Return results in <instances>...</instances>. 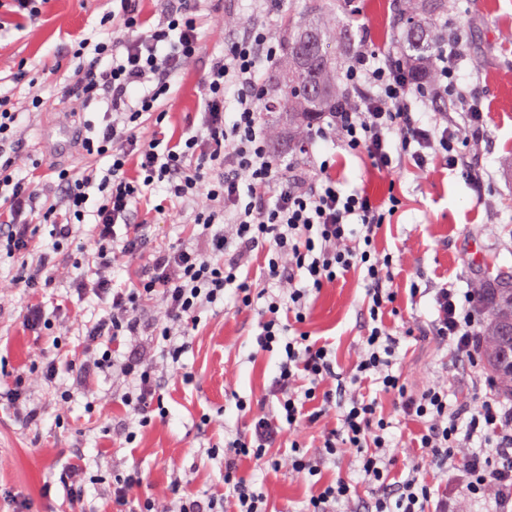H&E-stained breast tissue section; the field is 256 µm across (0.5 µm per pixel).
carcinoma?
Masks as SVG:
<instances>
[{
	"label": "carcinoma",
	"instance_id": "obj_1",
	"mask_svg": "<svg viewBox=\"0 0 512 512\" xmlns=\"http://www.w3.org/2000/svg\"><path fill=\"white\" fill-rule=\"evenodd\" d=\"M448 12V0H399L393 24L407 32V51L412 73L436 77L431 71L434 44L425 24ZM346 95L341 64L329 50L325 29L318 24L299 26L286 33L279 75L274 77L271 108L282 113L288 136L298 139L305 128ZM487 312L483 361L505 398L512 400V274L502 272L482 278L476 287Z\"/></svg>",
	"mask_w": 512,
	"mask_h": 512
}]
</instances>
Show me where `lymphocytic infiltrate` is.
I'll return each mask as SVG.
<instances>
[{"label": "lymphocytic infiltrate", "instance_id": "f902f5d3", "mask_svg": "<svg viewBox=\"0 0 512 512\" xmlns=\"http://www.w3.org/2000/svg\"><path fill=\"white\" fill-rule=\"evenodd\" d=\"M139 2L118 0L106 17L108 38L80 41V49L91 55L61 89L62 96L88 105L106 101L112 114L111 122L80 139L86 155L107 159L103 175L57 171L53 194L57 205L67 208L64 219H56V206L41 204L33 182L15 173L12 157L24 148L16 134L19 115L0 99V199L8 205L7 218L0 220V257L18 264L19 284L33 291L50 285L57 254L82 232L90 188L102 195L91 213L95 278L80 280L77 291L103 301L105 313L90 324L87 336L106 348L82 361L81 370L108 372L124 381L122 400L131 420L147 426L169 378L183 370L181 338L196 325L199 312L229 292L245 308L262 297L266 305L255 342L259 351L278 349L283 356L272 384L276 405L237 398L247 425L224 438V486L235 512H267L263 493L239 474L238 459L279 468L283 462L272 450L285 440L291 445L285 463L301 477L317 475L329 457L359 460L373 512H450L456 497L485 503L487 512H507L512 406L504 403L482 363L484 315L476 294L441 285L432 290V319L399 330L389 325L397 298L391 286L394 259L375 247L389 216L383 201L359 190L344 192L330 175L329 160H313L309 170L296 173L269 149L261 69L279 59L281 46L266 27L248 26L225 42L203 79L200 127L184 143H164L156 132L165 117L162 103L171 96L173 77L201 50L204 0H167L163 20L154 26L142 19ZM464 54L461 39L442 41L432 56L437 77L421 90L402 59L379 57L361 45L343 75L348 99L321 119L300 153L311 156L314 143L330 142L352 154L366 153L376 169L387 172L398 159L423 171L438 158L482 184L473 157L483 112L473 92L458 84L457 61ZM417 95L434 110L428 121L414 117ZM229 96L236 109L228 115ZM131 158L139 168L135 180L125 174ZM159 190L174 204L164 212L168 223H178L184 209L194 208L193 243L159 245L150 225L139 221V197ZM38 218L52 226L50 243L40 247L35 244ZM255 251L267 261L256 281L240 275ZM142 255L148 261L131 284L114 287L123 263ZM352 270L363 274L367 320L348 379L336 372L328 344L312 340L300 326L309 293ZM155 303L163 307L153 324L162 341L161 366L132 352L116 356L112 343L138 335L141 311ZM416 336L433 338L452 359L466 362L477 392L449 401L444 367L421 389H411L395 366L401 340ZM364 381L380 385L397 411L421 423L418 445L443 483L421 479L415 464L403 479L393 480L405 447L388 437V419L359 388ZM330 415L339 427L322 431L317 450H307L305 428ZM142 484L136 469L113 475V512H224L218 497L160 508L155 499L136 498Z\"/></svg>", "mask_w": 512, "mask_h": 512}]
</instances>
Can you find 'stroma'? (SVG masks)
<instances>
[{
    "mask_svg": "<svg viewBox=\"0 0 512 512\" xmlns=\"http://www.w3.org/2000/svg\"><path fill=\"white\" fill-rule=\"evenodd\" d=\"M320 0H271L264 14H255L251 0H208L202 15V50L173 79L172 96L165 102L161 124L166 139L192 135L203 110L201 82L213 56L221 54L224 40L235 24L266 23L277 39H284L283 16L299 24L316 18ZM110 0H48L41 20L19 22L0 8V95L18 112L20 134L26 144L15 157L17 171L45 175L50 167L83 169L87 161L78 145L62 138L63 130L81 131L102 126L108 117L106 103L83 106L61 98L60 88L72 76L70 52L77 41L106 36L103 18ZM395 0H337L331 33L334 54L357 51L368 44L380 56L399 53L405 37L393 28ZM461 33L466 57L461 65L483 110V138L477 164L490 174L484 192H476L461 170L435 161L425 173L400 162L395 173L377 171L366 154L334 151L317 143L315 155L337 154L335 175L344 191L361 190L379 200H399L396 213L383 227L377 245L397 259L393 286L398 291V313L391 322L408 327L431 318V296L411 303V283L435 287L443 283L466 289L483 273L484 263L512 271V0H448V14L439 19L436 33ZM28 78H19V70ZM40 97L41 107L31 105ZM163 193H151L138 210L143 222L154 225L159 244L190 243L196 233L188 224L165 223L156 208ZM92 264L79 242L65 246L58 257L53 281L36 292L17 281L11 259L0 260V368L29 371L28 388L42 417L27 423L22 409L0 403V512H111L112 477L138 468L144 478L142 492L169 500L174 483L181 496L206 500L224 490L225 429H240V417L230 392L262 398L277 369V354L259 351L257 308H238L233 298L202 311L190 331L182 356L188 380L170 382L163 390L164 417L146 427H136V437L126 441V409L121 389L110 375L65 373L70 391L61 403L55 389L45 384L33 368L42 357L63 345L73 354L85 349L72 315L83 321L99 319L104 310L95 295H80L72 286L91 275ZM362 274L351 273L306 300L304 331L327 342L337 364L350 369L356 359L366 312ZM39 306L56 318L50 334L33 332L24 325L30 307ZM398 353L409 384L422 388L440 366L450 370V387L466 397L470 384L463 366L444 362L431 340L402 341ZM108 402L107 418L92 406ZM222 417L223 427L204 425V418ZM81 451L85 497L71 500L59 482L62 469ZM358 463L349 457L327 461L314 480L292 473L288 467L261 470L249 459L240 471L267 497L269 512H303L312 484L337 478L359 481Z\"/></svg>",
    "mask_w": 512,
    "mask_h": 512,
    "instance_id": "1",
    "label": "stroma"
}]
</instances>
